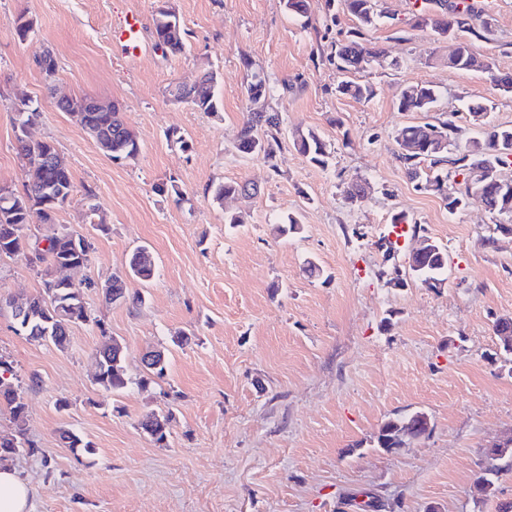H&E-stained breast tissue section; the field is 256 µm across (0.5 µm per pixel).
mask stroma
Here are the masks:
<instances>
[{
  "label": "stroma",
  "mask_w": 512,
  "mask_h": 512,
  "mask_svg": "<svg viewBox=\"0 0 512 512\" xmlns=\"http://www.w3.org/2000/svg\"><path fill=\"white\" fill-rule=\"evenodd\" d=\"M169 4L186 30L178 55L155 42L160 0H0V185L20 193L28 182L14 149L25 100L39 111L29 139L50 142L76 186L55 224L35 230L59 224L92 242L87 266L69 276L85 284L93 320L72 326L66 349L29 340L0 309V358L38 447L11 460L34 490L32 512H497L512 501V471L487 495L474 480L487 446L512 434V364L492 331L512 318V234L481 201L452 214L410 180L397 136L445 121L459 138L480 136L471 101L487 106L490 124L512 127V92L449 67L448 41L415 27L408 0H377L384 20L363 32L380 54L358 75L374 89L368 100L336 91L334 49L356 27L339 0H307L303 17L284 0ZM131 11L144 20L134 58L111 38ZM21 15L34 21L25 39ZM482 15L490 28L467 35L470 50L512 75V0H485ZM46 50L56 61L49 81L36 63ZM206 69L220 78L218 112L170 98L168 86ZM257 78L282 117L271 165L238 149ZM416 84L438 90L434 107L399 111L402 90ZM63 96L116 103L137 157L105 155L58 110ZM299 128L331 143L327 165L294 149ZM222 182L246 190L213 203L210 188ZM359 185L363 195L349 201ZM399 215L413 231L390 258L380 243ZM291 216L298 230L278 235ZM425 239L448 251L436 290L408 270ZM140 246L156 268L151 281L128 283L143 304L105 303L101 285ZM30 250L0 258L4 302L41 290ZM181 331L191 341L178 347ZM108 336L125 352L119 392L95 382ZM148 348L164 352L166 371L146 382ZM151 412L172 416L165 442L138 426ZM415 412L428 415V434L377 448L386 420ZM62 428L92 453L73 454Z\"/></svg>",
  "instance_id": "35a3bbf8"
}]
</instances>
